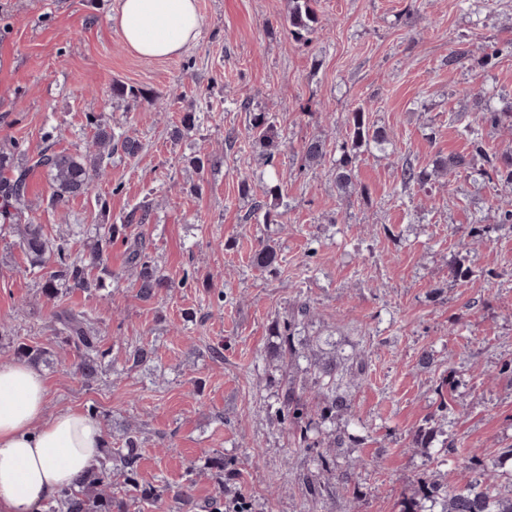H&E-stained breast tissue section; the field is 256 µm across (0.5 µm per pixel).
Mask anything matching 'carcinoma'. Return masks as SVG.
Instances as JSON below:
<instances>
[{
	"label": "carcinoma",
	"mask_w": 512,
	"mask_h": 512,
	"mask_svg": "<svg viewBox=\"0 0 512 512\" xmlns=\"http://www.w3.org/2000/svg\"><path fill=\"white\" fill-rule=\"evenodd\" d=\"M290 2L292 6L286 18V29L295 41L305 44L320 29L314 0ZM466 94L472 98L474 112L473 119L462 131L468 151L441 157L430 168L412 162L403 164L401 183L404 189H422L440 173L466 172L477 157L483 160V167L477 170L480 178L512 187V149L491 153L482 135L484 126H498L512 118V100H502L497 107L487 98L482 87H473ZM87 122L94 129V148L84 153L54 151L46 147L19 164L15 162V153L0 150V218L10 222L29 268L45 271L41 290L48 300H54L61 288L80 289L90 295L100 291L102 279L92 276L91 269L103 264L104 253L117 238L128 244L127 262L136 274L139 297L149 300L170 288L171 284L160 275L142 239L136 237L131 240L126 235V230L132 225L147 223L149 212L146 206L133 208L119 224L90 225L87 229L90 234L87 250L80 257L72 255L66 239L48 238L42 225L27 215L29 176L33 172L40 170L46 174L52 188V202L62 206L74 197L88 194L95 182L107 177L112 154L119 153L134 159L143 151V143L137 136L118 135L95 115L87 116ZM346 125V138L339 146L340 156L336 159V190L343 196L363 195L366 189L358 184L355 173L360 150L363 147L386 150L391 144L390 134L385 128L369 123L362 105L349 112ZM247 130L258 149L261 163L273 164L284 147L275 119L267 112H251ZM302 156L308 167L322 164L326 157L324 142L319 139L307 141L302 147ZM280 200L279 188L270 187L263 196L254 199L252 214L261 217L265 224H277L281 218L278 212ZM278 257V245L269 240L254 251L252 262L257 268L271 272L278 265ZM310 312L309 302L299 299L287 319L277 320L270 326V334L279 337L280 342L267 352V358L286 371L299 366L300 359L304 357L295 342L296 331ZM53 321L56 345L74 352L76 372L85 381L95 380L110 351L102 349L98 331L91 320L83 313L62 310L54 313ZM15 354L34 363L50 357L49 351L24 344L16 347ZM306 372L310 373L309 382L300 386L293 378H288L277 394L274 414L289 426L294 444L308 449L320 447L323 425L333 424L336 419L351 414L353 401L340 387V381L348 374H361L363 367L348 362L346 358L332 356L309 363ZM138 458V432L128 427L124 431L123 447L107 455L100 466L92 468L75 486L58 492L50 512H126L127 504L112 497L108 488L115 471L120 473L125 484L139 487ZM473 470L477 475L444 492L434 480L421 479V497L441 500V512H512V474L507 478L502 474H488L479 464L474 465ZM325 474L336 475V466L332 459L321 454L317 459V470L302 478L310 498L320 496L321 476Z\"/></svg>",
	"instance_id": "1"
}]
</instances>
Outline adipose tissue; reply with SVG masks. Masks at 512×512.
<instances>
[{
    "label": "adipose tissue",
    "instance_id": "obj_1",
    "mask_svg": "<svg viewBox=\"0 0 512 512\" xmlns=\"http://www.w3.org/2000/svg\"><path fill=\"white\" fill-rule=\"evenodd\" d=\"M111 21L131 54L152 61L180 55L202 25L198 0H117ZM104 446L99 422L79 409L48 413L46 382L34 367L0 364V512H46Z\"/></svg>",
    "mask_w": 512,
    "mask_h": 512
}]
</instances>
